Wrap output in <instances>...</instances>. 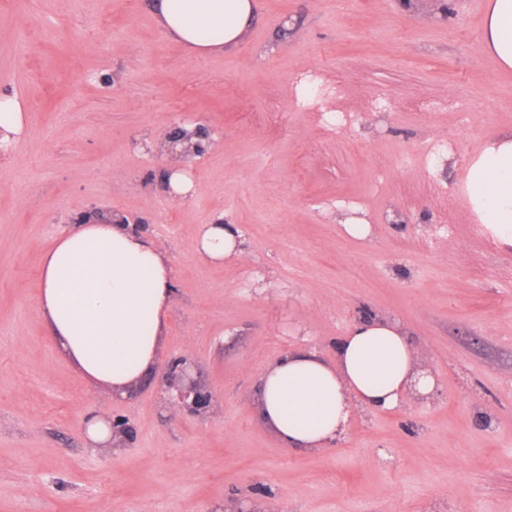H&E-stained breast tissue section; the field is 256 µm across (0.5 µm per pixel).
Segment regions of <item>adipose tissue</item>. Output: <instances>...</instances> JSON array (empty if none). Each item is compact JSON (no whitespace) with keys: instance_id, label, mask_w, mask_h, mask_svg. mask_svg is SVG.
<instances>
[{"instance_id":"ef3b65f1","label":"adipose tissue","mask_w":512,"mask_h":512,"mask_svg":"<svg viewBox=\"0 0 512 512\" xmlns=\"http://www.w3.org/2000/svg\"><path fill=\"white\" fill-rule=\"evenodd\" d=\"M162 30L190 55L236 47L255 15L254 0H152ZM482 48L512 69V0H490ZM462 191L477 223L512 248V132L473 151ZM196 250L221 264L244 254L231 224L200 225ZM175 269L165 245L131 224L90 220L61 227L41 258L39 308L51 336L82 375L114 394L150 374L175 301ZM406 330L395 319H356L328 361L312 350L284 354L261 374L259 420L293 450L333 445L351 412L390 410L407 395L434 393Z\"/></svg>"}]
</instances>
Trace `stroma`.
Listing matches in <instances>:
<instances>
[{
	"instance_id": "35a3bbf8",
	"label": "stroma",
	"mask_w": 512,
	"mask_h": 512,
	"mask_svg": "<svg viewBox=\"0 0 512 512\" xmlns=\"http://www.w3.org/2000/svg\"><path fill=\"white\" fill-rule=\"evenodd\" d=\"M488 2L256 0L237 48L192 57L149 0H0V93L24 114L0 154V512H512V249L459 184L474 148L512 130V70L481 49ZM322 70L346 85L332 124L304 81ZM176 112L214 140L179 202L166 153L139 144ZM95 208L167 246L163 353L195 361L206 415L173 412L153 379L113 395L50 336L41 254ZM218 216L244 260L197 256ZM365 312L401 322L435 395L285 448L256 419L258 377L291 351L333 360ZM101 410L133 440L89 446Z\"/></svg>"
}]
</instances>
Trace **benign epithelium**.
<instances>
[{"label":"benign epithelium","instance_id":"1","mask_svg":"<svg viewBox=\"0 0 512 512\" xmlns=\"http://www.w3.org/2000/svg\"><path fill=\"white\" fill-rule=\"evenodd\" d=\"M185 125L182 118L173 120L165 136L168 152L172 153L176 146H182L179 159L184 162L204 153L211 142V134L206 126L198 124L189 132ZM159 372L160 390L167 404L195 415L208 411L213 405L214 395L195 377L196 365L191 358L182 354L173 355L160 364ZM132 434L128 421L120 416L112 418V437H120L124 444Z\"/></svg>","mask_w":512,"mask_h":512}]
</instances>
